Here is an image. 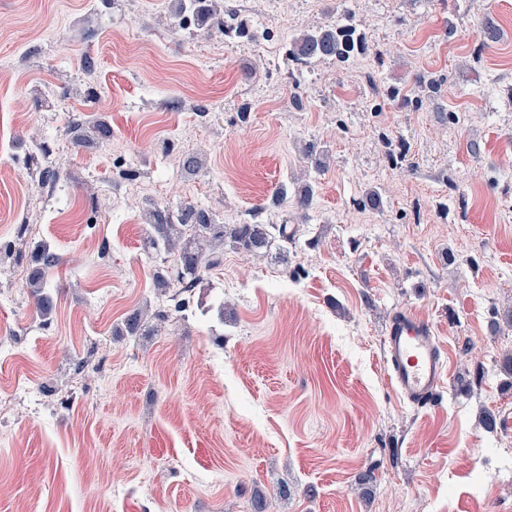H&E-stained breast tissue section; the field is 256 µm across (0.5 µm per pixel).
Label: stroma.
I'll return each instance as SVG.
<instances>
[{"label":"stroma","mask_w":512,"mask_h":512,"mask_svg":"<svg viewBox=\"0 0 512 512\" xmlns=\"http://www.w3.org/2000/svg\"><path fill=\"white\" fill-rule=\"evenodd\" d=\"M172 5L0 0V512H512V427L480 422L512 415V0H224L258 43L175 28ZM345 12L366 54L289 66L290 39ZM371 72L421 107L371 111ZM82 114L110 136L76 145ZM309 143L331 152L311 206L274 204ZM374 187L384 209L357 207ZM183 201L300 235L225 248L187 318L120 335L173 304L143 219ZM40 241L60 257L46 317ZM400 311L448 357L422 407L384 373ZM58 256L46 246L39 248L32 257L33 268L28 274L27 288L43 316L50 315L54 297L47 286L45 270L58 264Z\"/></svg>","instance_id":"1"}]
</instances>
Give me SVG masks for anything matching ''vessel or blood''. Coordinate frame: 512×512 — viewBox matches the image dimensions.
<instances>
[{"instance_id": "b4317fda", "label": "vessel or blood", "mask_w": 512, "mask_h": 512, "mask_svg": "<svg viewBox=\"0 0 512 512\" xmlns=\"http://www.w3.org/2000/svg\"><path fill=\"white\" fill-rule=\"evenodd\" d=\"M384 367L395 390L417 406L430 403L444 384L446 358L430 323L398 315L384 340Z\"/></svg>"}]
</instances>
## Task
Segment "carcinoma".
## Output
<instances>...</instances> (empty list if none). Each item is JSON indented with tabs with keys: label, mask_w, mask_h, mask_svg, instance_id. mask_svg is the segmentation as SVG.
Returning <instances> with one entry per match:
<instances>
[{
	"label": "carcinoma",
	"mask_w": 512,
	"mask_h": 512,
	"mask_svg": "<svg viewBox=\"0 0 512 512\" xmlns=\"http://www.w3.org/2000/svg\"><path fill=\"white\" fill-rule=\"evenodd\" d=\"M173 18L178 20L181 29L189 20L194 27L206 26L221 34L231 31L236 36H244L255 42L265 39V33L253 29L242 20H236V13L224 8L219 0H175ZM364 51L363 35L351 23V18L342 15L332 23L299 33L288 42L285 54L297 66L312 67L324 60L345 64L351 57ZM304 154L307 163L320 171L325 167L330 152L312 143L305 147ZM312 200V184L306 182L298 185L293 198L296 208L306 210ZM147 214L148 248L160 256L175 257V282L183 292L190 291L205 274L222 265L226 243L241 253L257 256L266 253L276 240L285 249L288 242L294 241V233L288 232L285 224H223L215 214L190 202L174 208L151 206ZM32 262L27 288L36 306L47 316L53 310L54 297L47 286L45 270L58 264V256L43 246L34 253ZM144 315L141 309H134L127 315L126 335L136 336L140 333Z\"/></svg>",
	"instance_id": "cac0c4a2"
}]
</instances>
